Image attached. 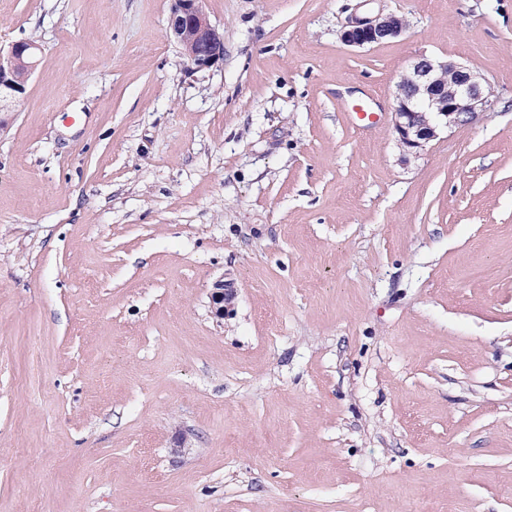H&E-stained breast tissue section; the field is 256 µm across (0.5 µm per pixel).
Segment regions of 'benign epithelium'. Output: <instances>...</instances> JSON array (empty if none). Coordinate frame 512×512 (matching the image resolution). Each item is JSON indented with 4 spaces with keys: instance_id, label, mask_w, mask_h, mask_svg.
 Masks as SVG:
<instances>
[{
    "instance_id": "benign-epithelium-1",
    "label": "benign epithelium",
    "mask_w": 512,
    "mask_h": 512,
    "mask_svg": "<svg viewBox=\"0 0 512 512\" xmlns=\"http://www.w3.org/2000/svg\"><path fill=\"white\" fill-rule=\"evenodd\" d=\"M407 20L395 13L359 15L351 12L342 26L341 41L366 48L400 36ZM168 33L185 51L194 71L224 60V37L211 24L202 0H171ZM42 52L33 40H20L0 53V112L25 92ZM494 104L488 79L463 63L421 58L410 65L396 85L393 130L401 149L417 153L436 139L443 128L462 126L484 117ZM231 293L224 281L214 284L215 316L224 318V302Z\"/></svg>"
}]
</instances>
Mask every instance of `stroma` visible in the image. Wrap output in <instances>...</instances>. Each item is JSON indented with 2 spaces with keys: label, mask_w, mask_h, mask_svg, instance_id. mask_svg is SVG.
I'll return each instance as SVG.
<instances>
[{
  "label": "stroma",
  "mask_w": 512,
  "mask_h": 512,
  "mask_svg": "<svg viewBox=\"0 0 512 512\" xmlns=\"http://www.w3.org/2000/svg\"><path fill=\"white\" fill-rule=\"evenodd\" d=\"M346 2L204 0L194 72L169 0H0V512H512V0ZM422 54L495 101L406 156ZM168 33L185 51L191 70L209 69L224 60V37L211 24L202 0H171ZM360 4L351 12L342 26L341 41L354 48H366L400 36L407 28V20L395 13L358 15ZM42 52L41 45L33 40H20L10 45L4 53H0V112L6 104L20 98L25 92L28 81L32 76ZM18 65H23L25 75L17 79L15 71Z\"/></svg>",
  "instance_id": "1"
}]
</instances>
